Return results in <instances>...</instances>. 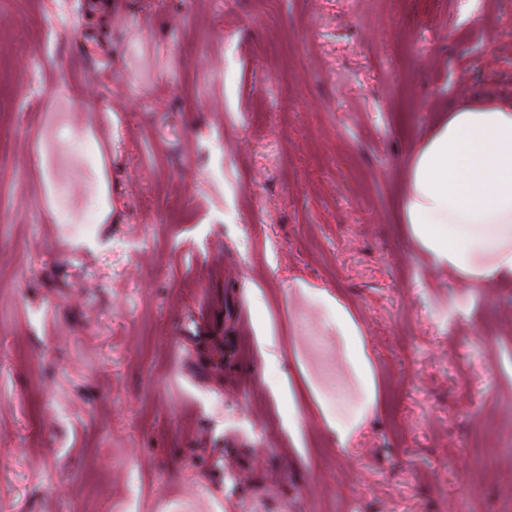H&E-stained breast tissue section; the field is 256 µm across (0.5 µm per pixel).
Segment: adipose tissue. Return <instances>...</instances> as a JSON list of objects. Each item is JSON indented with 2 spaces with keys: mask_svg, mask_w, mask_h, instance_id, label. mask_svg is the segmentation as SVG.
Returning a JSON list of instances; mask_svg holds the SVG:
<instances>
[{
  "mask_svg": "<svg viewBox=\"0 0 512 512\" xmlns=\"http://www.w3.org/2000/svg\"><path fill=\"white\" fill-rule=\"evenodd\" d=\"M403 218L434 266L475 288L512 280V101L441 114L414 148Z\"/></svg>",
  "mask_w": 512,
  "mask_h": 512,
  "instance_id": "adipose-tissue-1",
  "label": "adipose tissue"
}]
</instances>
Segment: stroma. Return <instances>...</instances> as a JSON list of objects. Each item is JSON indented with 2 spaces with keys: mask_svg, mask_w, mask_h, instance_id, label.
<instances>
[{
  "mask_svg": "<svg viewBox=\"0 0 512 512\" xmlns=\"http://www.w3.org/2000/svg\"><path fill=\"white\" fill-rule=\"evenodd\" d=\"M0 87V512H512V287L401 206L512 0H0ZM336 328L342 336H351L347 344L348 355L353 367L361 372L364 366L362 348L357 337H355L359 336V334L352 325L347 313L341 307L336 310Z\"/></svg>",
  "mask_w": 512,
  "mask_h": 512,
  "instance_id": "obj_1",
  "label": "stroma"
}]
</instances>
